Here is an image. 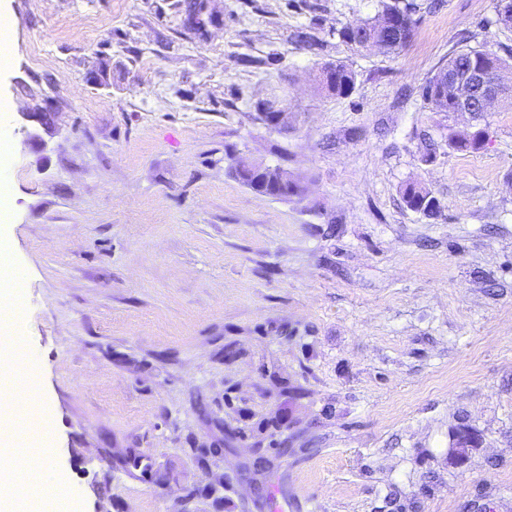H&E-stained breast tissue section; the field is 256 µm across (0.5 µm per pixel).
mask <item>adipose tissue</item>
Masks as SVG:
<instances>
[{
	"mask_svg": "<svg viewBox=\"0 0 512 512\" xmlns=\"http://www.w3.org/2000/svg\"><path fill=\"white\" fill-rule=\"evenodd\" d=\"M22 278L10 247L0 240V512H64L61 500L35 497L19 479L13 463L18 453L47 447L51 441L47 416L24 421L16 414L19 389L14 366L19 350L8 335L15 331L20 316L17 303Z\"/></svg>",
	"mask_w": 512,
	"mask_h": 512,
	"instance_id": "obj_1",
	"label": "adipose tissue"
}]
</instances>
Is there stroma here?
<instances>
[{
	"label": "stroma",
	"mask_w": 512,
	"mask_h": 512,
	"mask_svg": "<svg viewBox=\"0 0 512 512\" xmlns=\"http://www.w3.org/2000/svg\"><path fill=\"white\" fill-rule=\"evenodd\" d=\"M413 2L412 41L385 55L340 36L379 0H205L200 34L189 0H0V236L27 272L17 373L53 423L46 497L512 512V105L420 96L456 50L512 58V28L498 0ZM331 63L349 95L320 89ZM479 128L482 149L450 145ZM241 162L302 191L256 193ZM409 183L435 215L407 208ZM462 424L480 442L452 466ZM126 448L173 481L127 475ZM323 87L337 96L348 95L355 84V74L343 64H332L322 70ZM402 199L411 210L432 215L439 209V201L425 189L408 184L402 191Z\"/></svg>",
	"instance_id": "35a3bbf8"
}]
</instances>
